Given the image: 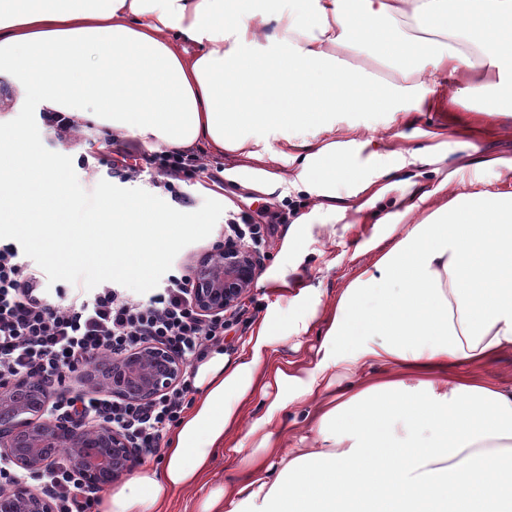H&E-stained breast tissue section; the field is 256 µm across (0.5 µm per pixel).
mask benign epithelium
Here are the masks:
<instances>
[{"mask_svg":"<svg viewBox=\"0 0 512 512\" xmlns=\"http://www.w3.org/2000/svg\"><path fill=\"white\" fill-rule=\"evenodd\" d=\"M258 274L254 251L224 241L194 269V305L204 315L228 312L252 288ZM183 371L180 359L152 343L108 364L94 363L80 373L85 386L114 397L146 402L173 386ZM48 393L38 382L20 380L0 385V456L17 467L41 472L50 458L45 448L71 449L72 463L87 490L99 492L124 478L138 463L142 450L105 424L60 421L45 416ZM0 504L9 512H54L53 499L22 482L0 485Z\"/></svg>","mask_w":512,"mask_h":512,"instance_id":"benign-epithelium-1","label":"benign epithelium"}]
</instances>
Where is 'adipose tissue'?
<instances>
[{"label": "adipose tissue", "mask_w": 512, "mask_h": 512, "mask_svg": "<svg viewBox=\"0 0 512 512\" xmlns=\"http://www.w3.org/2000/svg\"><path fill=\"white\" fill-rule=\"evenodd\" d=\"M4 74L40 109L255 162V182L311 198L301 223L387 227L330 303L304 287L287 333L264 318L237 363H199L161 467L109 488L101 512H167L179 492L192 512H512V382L477 372L512 351V157L486 162L498 187L453 170L419 194L450 145L408 144L418 112H512V0H0ZM340 112L398 130L340 132ZM318 320L312 361L279 360ZM293 405L313 436L289 438ZM220 457L234 476L216 482Z\"/></svg>", "instance_id": "1"}]
</instances>
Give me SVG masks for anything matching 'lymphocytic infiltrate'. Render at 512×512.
<instances>
[{"label":"lymphocytic infiltrate","instance_id":"obj_1","mask_svg":"<svg viewBox=\"0 0 512 512\" xmlns=\"http://www.w3.org/2000/svg\"><path fill=\"white\" fill-rule=\"evenodd\" d=\"M104 146L113 177L148 173L183 206L191 200L181 192V183L209 172L203 155L193 151L164 146L141 151L117 134L105 139ZM42 281V272L22 262L13 244L0 245V383L20 378L40 382L50 393L49 416L103 423L122 431L145 453L158 450L168 431L182 422L196 366L222 348L229 319L198 313L193 284L185 275L169 278L145 298L105 282L92 294L79 291L69 300L54 301ZM152 342L168 347L185 365L179 382L154 400L139 403L61 391L66 376L86 369L90 360L116 359ZM37 480L51 492L56 512H92L98 503L69 458L51 460Z\"/></svg>","mask_w":512,"mask_h":512}]
</instances>
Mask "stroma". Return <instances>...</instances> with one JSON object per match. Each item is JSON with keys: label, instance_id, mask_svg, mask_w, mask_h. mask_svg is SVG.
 <instances>
[{"label": "stroma", "instance_id": "35a3bbf8", "mask_svg": "<svg viewBox=\"0 0 512 512\" xmlns=\"http://www.w3.org/2000/svg\"><path fill=\"white\" fill-rule=\"evenodd\" d=\"M478 134L475 149L449 151L442 163L443 169L461 168L464 178L481 177L492 180L494 172L484 167V159L512 156V138L504 134V127H512V116L499 120V128L487 126L485 116L470 113ZM105 137L103 129L94 121H87L83 129V144L70 150L69 155L78 180L84 190L95 188L98 181L108 179L109 169L101 148ZM194 207H201L204 199L223 203L225 212L246 213L253 223L264 229L265 244L257 256L259 271L253 287L243 297L241 311L224 338V355L228 364H235L255 325L278 307L281 314H289V302L300 288L312 286L322 293L323 301H330L355 273L358 266L370 262L367 254L357 253L359 244L377 235L375 224H329L324 227L290 226V219L308 213L310 199L302 194L283 195L274 191L260 192L241 185L240 181L225 179L223 187H215L194 179L181 185ZM297 230L298 244L285 251L284 241L290 230ZM284 278L286 287H275L273 277Z\"/></svg>", "mask_w": 512, "mask_h": 512}]
</instances>
